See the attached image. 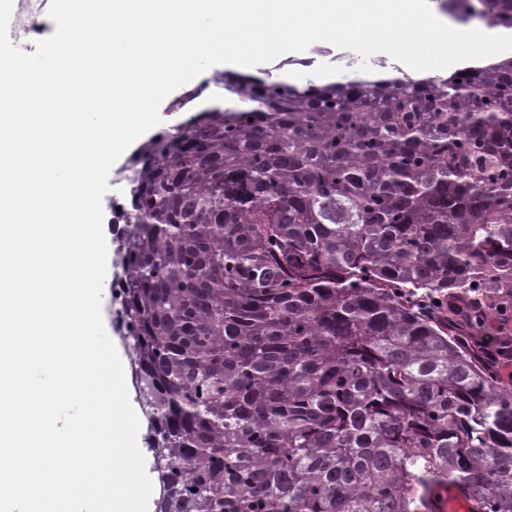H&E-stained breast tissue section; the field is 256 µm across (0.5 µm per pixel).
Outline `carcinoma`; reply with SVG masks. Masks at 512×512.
Segmentation results:
<instances>
[{
	"instance_id": "cac0c4a2",
	"label": "carcinoma",
	"mask_w": 512,
	"mask_h": 512,
	"mask_svg": "<svg viewBox=\"0 0 512 512\" xmlns=\"http://www.w3.org/2000/svg\"><path fill=\"white\" fill-rule=\"evenodd\" d=\"M493 27L512 0H476ZM142 144L110 288L157 512H512V57L419 81L234 74ZM472 299L465 323L443 303ZM505 329H507L506 334ZM484 331L490 332L494 334V336H483ZM467 334L468 331H465L464 336H462L463 339H466L470 346L478 350L477 344L482 339L481 348L488 358L495 361L494 367L504 369L509 366L508 362H501L496 355L497 351L499 352V350L496 351V336L500 338V341L503 339V336H507L508 339L512 337V310L508 317L496 313L491 314L482 329L474 333V337L466 336Z\"/></svg>"
}]
</instances>
